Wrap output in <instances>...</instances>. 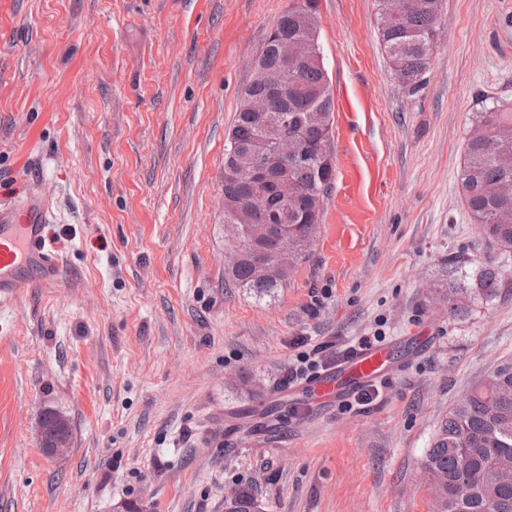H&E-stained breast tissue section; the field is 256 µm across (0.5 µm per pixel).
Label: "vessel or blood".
<instances>
[{
  "instance_id": "1",
  "label": "vessel or blood",
  "mask_w": 512,
  "mask_h": 512,
  "mask_svg": "<svg viewBox=\"0 0 512 512\" xmlns=\"http://www.w3.org/2000/svg\"><path fill=\"white\" fill-rule=\"evenodd\" d=\"M52 219L50 198L39 185L0 206V297L14 296L24 285L27 270L35 273L38 285H55L60 261L48 248L44 234ZM399 363V353L392 344L363 347L334 368L305 381L302 391L321 403H335L385 379Z\"/></svg>"
}]
</instances>
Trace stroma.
<instances>
[{"instance_id":"stroma-1","label":"stroma","mask_w":512,"mask_h":512,"mask_svg":"<svg viewBox=\"0 0 512 512\" xmlns=\"http://www.w3.org/2000/svg\"><path fill=\"white\" fill-rule=\"evenodd\" d=\"M294 0H0V200L40 183L58 283L0 299V512H430L449 410L512 356L507 288L449 315L432 292L499 260L460 193L468 127L512 108V0H445L419 94L375 0H319L336 177L309 254L272 295L224 268V140ZM425 346L365 404L283 378L320 346ZM261 393L274 412L243 417ZM71 423L49 457L42 412Z\"/></svg>"}]
</instances>
